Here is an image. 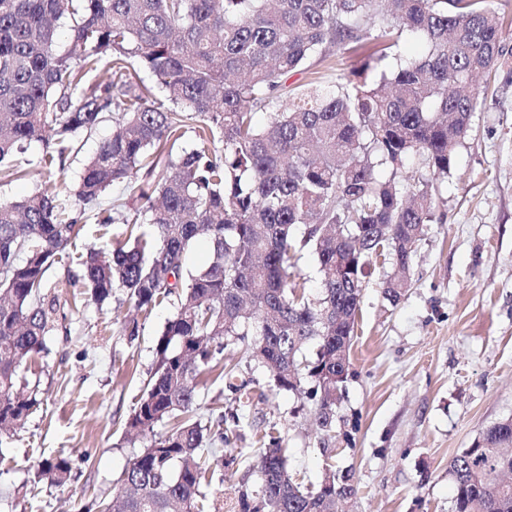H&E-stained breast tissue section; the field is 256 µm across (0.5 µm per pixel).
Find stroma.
<instances>
[{
	"label": "stroma",
	"mask_w": 512,
	"mask_h": 512,
	"mask_svg": "<svg viewBox=\"0 0 512 512\" xmlns=\"http://www.w3.org/2000/svg\"><path fill=\"white\" fill-rule=\"evenodd\" d=\"M366 53L339 52L314 71L291 74L288 83L315 75L335 80ZM111 134L108 121L76 133L63 170L45 183L0 186V199H19L44 184L76 205L82 168ZM440 193L442 221L414 245L406 295L394 304L382 293L394 260L369 269L350 347L352 375L331 437L317 432L302 395L270 389L266 374L250 384L245 406L220 381L199 391L201 417L244 407L252 425L238 445L247 456L257 454L274 423L298 481H318L329 464L350 472L356 493L345 512H451L450 460L512 417V82L505 77L473 113ZM58 299L46 348L24 372L40 404L0 446V512H94L143 447L126 439L123 425L148 382L174 305L154 308L132 339L123 331L125 294L86 307L76 286ZM54 458L70 464L68 490L35 479V464Z\"/></svg>",
	"instance_id": "35a3bbf8"
}]
</instances>
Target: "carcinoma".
<instances>
[{
    "label": "carcinoma",
    "mask_w": 512,
    "mask_h": 512,
    "mask_svg": "<svg viewBox=\"0 0 512 512\" xmlns=\"http://www.w3.org/2000/svg\"><path fill=\"white\" fill-rule=\"evenodd\" d=\"M501 28L486 0H0V182L61 171L76 132L116 124L84 165L78 215L44 189L0 201V446L38 405L22 371L54 327L51 288L63 284L97 306L121 290L145 317L176 305L125 423L146 445L99 512H224L208 488L236 458L212 445L242 437L249 420L220 411L203 425L198 395L210 379L247 394L249 382L233 383L235 366L224 363L228 347H245L274 390L303 394L321 435L335 432L366 268L394 256L384 296H404L413 245L436 221L438 183L488 91L473 78L512 73ZM406 36L422 55L401 54ZM367 43L335 87L288 86L314 60ZM103 65L109 79L85 84ZM259 112L269 114L262 127ZM32 142L43 144L36 170L17 158ZM115 184L133 215L100 207ZM88 211L122 230L50 283ZM200 239L209 261L191 270ZM306 246L321 273L316 298L294 271ZM262 440L238 512H336V500L355 495L351 475L331 468L314 485L298 482L276 427ZM507 447L512 418L452 458L453 512H512V483L497 479L512 472ZM35 478L63 487L70 467L45 460Z\"/></svg>",
    "instance_id": "obj_1"
}]
</instances>
